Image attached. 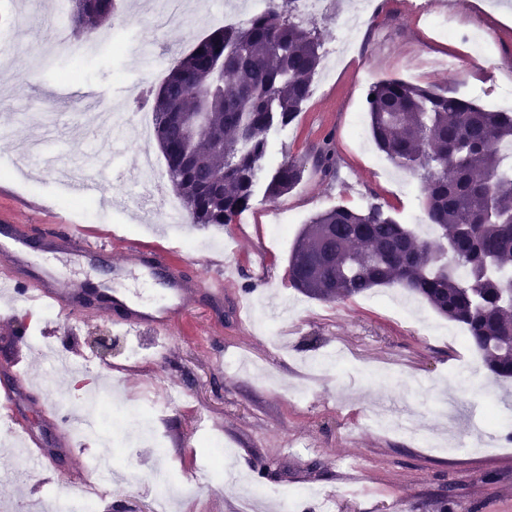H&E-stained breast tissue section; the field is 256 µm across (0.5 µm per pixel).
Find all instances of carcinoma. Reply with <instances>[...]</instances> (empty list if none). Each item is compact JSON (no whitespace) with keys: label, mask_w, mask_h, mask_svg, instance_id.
<instances>
[{"label":"carcinoma","mask_w":512,"mask_h":512,"mask_svg":"<svg viewBox=\"0 0 512 512\" xmlns=\"http://www.w3.org/2000/svg\"><path fill=\"white\" fill-rule=\"evenodd\" d=\"M297 0H267L243 26L219 29L177 60L154 98L155 136L173 191L194 224L226 226L249 208L268 137L302 110L322 42L296 14ZM73 22L110 15L114 0H72ZM368 100L376 146L402 170L421 173L427 240L382 203L336 205L315 215L292 247L293 287L320 301L398 286L463 325L486 368L512 380V112L485 110L451 89L400 79L374 84ZM336 170L326 137L312 155ZM289 160L265 188L273 202L302 179Z\"/></svg>","instance_id":"1"}]
</instances>
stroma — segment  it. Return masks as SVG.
Wrapping results in <instances>:
<instances>
[{"instance_id":"obj_1","label":"stroma","mask_w":512,"mask_h":512,"mask_svg":"<svg viewBox=\"0 0 512 512\" xmlns=\"http://www.w3.org/2000/svg\"><path fill=\"white\" fill-rule=\"evenodd\" d=\"M117 8L99 31L72 32L67 43L46 39L38 23L17 30L29 0H0V219L20 225L101 224L118 236L143 238L179 249L178 272L196 280L205 260H221L235 271L220 300L201 294L173 336L127 334L114 312L94 309L36 313L20 301L0 297V365L13 367L25 389L17 407L34 431H48L43 416L55 386L83 378L106 392L121 439L113 464L152 467L157 457L138 434V408L158 415L150 427L163 437L168 467L194 482L196 495L174 499L171 512H279L284 492L311 512H512V441L495 429L485 447L471 431L486 406L512 418V382L487 370L463 372L476 351L466 332L426 301L399 287H381L345 301L308 298L288 282L294 239L318 212L336 205L355 209L370 202L390 205L404 220L424 207L418 174L396 168L376 147L361 149L351 136L356 117L366 116L369 88L399 78L421 86L460 89L462 84L498 91L512 86V0H430L435 13L459 29L480 22L493 48L481 66L455 76L426 69L432 57L454 52L455 42L434 38L413 0H376L365 18L361 44L349 54L323 56L311 96L288 127L272 132L259 191L236 223L198 226L190 219L169 227L151 211L123 207L128 183L142 168L143 152L163 153L156 141L115 140L105 130L85 138L81 106L94 94L102 109H151V91L164 76L160 60L175 61L224 25L218 0H195L188 22L156 35L151 56L136 45L151 30L153 0H115ZM130 44L116 55L99 33ZM334 134L337 169L322 177L306 171L279 200L262 191L283 162L308 158ZM58 160L47 170L22 152L35 139ZM100 179L96 193H72L60 180L73 166ZM289 218L284 239L275 240L276 216ZM120 246L91 260L47 248L31 250L19 276L31 282L47 272L100 288L122 289L132 304H156L162 287L142 266L128 264ZM112 348L101 353L100 337ZM72 352L69 366L45 359V347ZM140 357L128 358L130 348ZM104 357L83 369L88 357ZM182 400L167 406L169 391ZM210 433L237 468L204 474L198 469L200 436ZM15 439L0 431V512L20 501L44 506L57 489L21 472ZM454 495L442 500L446 487ZM98 512H153V499L139 484L117 481Z\"/></svg>"}]
</instances>
